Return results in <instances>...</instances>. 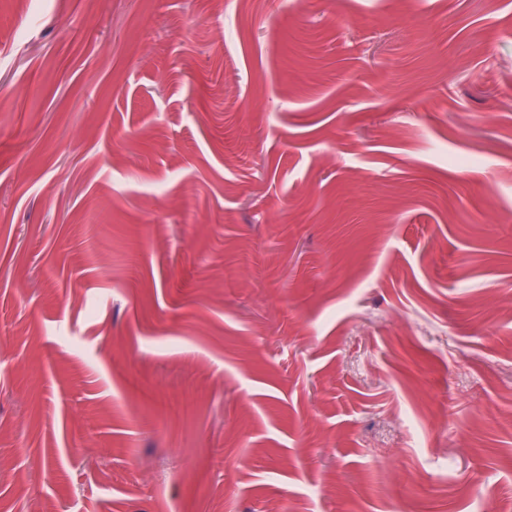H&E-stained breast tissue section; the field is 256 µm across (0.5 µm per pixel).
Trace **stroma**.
<instances>
[{
  "label": "stroma",
  "mask_w": 512,
  "mask_h": 512,
  "mask_svg": "<svg viewBox=\"0 0 512 512\" xmlns=\"http://www.w3.org/2000/svg\"><path fill=\"white\" fill-rule=\"evenodd\" d=\"M512 0H0V512H507Z\"/></svg>",
  "instance_id": "obj_1"
}]
</instances>
